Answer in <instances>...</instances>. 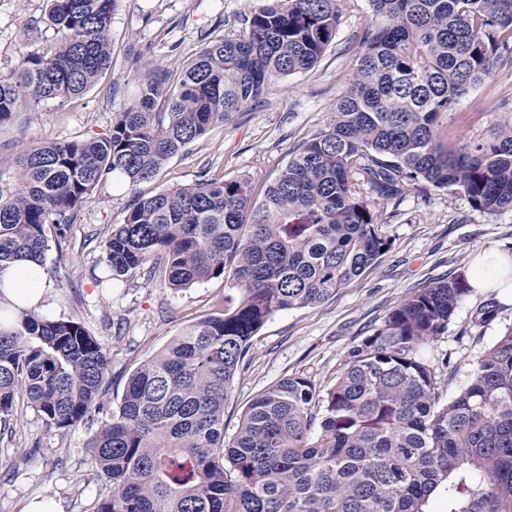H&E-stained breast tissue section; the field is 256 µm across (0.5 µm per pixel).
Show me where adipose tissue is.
Returning a JSON list of instances; mask_svg holds the SVG:
<instances>
[{"instance_id":"ef3b65f1","label":"adipose tissue","mask_w":512,"mask_h":512,"mask_svg":"<svg viewBox=\"0 0 512 512\" xmlns=\"http://www.w3.org/2000/svg\"><path fill=\"white\" fill-rule=\"evenodd\" d=\"M468 283L474 293L497 292L512 301V253L490 245L471 262ZM50 282L45 267L34 260L0 266V329L13 328L20 314L45 307Z\"/></svg>"}]
</instances>
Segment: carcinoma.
Instances as JSON below:
<instances>
[{"label": "carcinoma", "mask_w": 512, "mask_h": 512, "mask_svg": "<svg viewBox=\"0 0 512 512\" xmlns=\"http://www.w3.org/2000/svg\"><path fill=\"white\" fill-rule=\"evenodd\" d=\"M60 36L0 77V123L86 93L112 67L118 0H48ZM338 0H261L239 34L209 42L171 84L135 75L108 133L25 151L20 186L0 190V264L43 259L86 197L118 177L134 187L256 101L311 70L336 34ZM349 91L331 128L305 142L260 200L244 177L204 178L135 196L103 247L112 279L163 269L175 290L224 278V312L185 326L130 375L91 448L112 496L97 512H424L464 468L484 480L458 512H512V327L450 401L420 349L448 331L471 292L458 274L418 289L354 347L321 392L304 375L260 392L231 440L224 403L253 336L275 314L319 303L372 266L390 240L351 176L390 200L421 180L470 205L512 210V123L451 153L442 121L512 67V0H368ZM106 346L78 321L34 310L0 331V422L22 391L54 428L100 412Z\"/></svg>", "instance_id": "obj_1"}]
</instances>
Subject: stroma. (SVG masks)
Here are the masks:
<instances>
[{
	"label": "stroma",
	"mask_w": 512,
	"mask_h": 512,
	"mask_svg": "<svg viewBox=\"0 0 512 512\" xmlns=\"http://www.w3.org/2000/svg\"><path fill=\"white\" fill-rule=\"evenodd\" d=\"M255 5L256 0H119L112 15L109 73L84 95L43 102L0 124V188H18L17 159L23 150L107 133L135 96L138 69L150 63L178 71L210 40L238 34ZM338 6L336 35L312 70L278 81L259 103L169 159L154 180L134 189L119 180L99 186L65 241L49 239L44 266L52 292L43 315L80 321L106 344L105 412L116 408L142 361L188 323L223 311L224 281L174 290L162 275L136 271L112 283L105 279L103 241L122 223L137 193L148 197L205 174L249 177L256 194H263L293 152L327 129L356 71L361 37L375 24L368 0H339ZM46 11V0H0V75L13 73L26 56L43 53L56 41ZM508 120L512 68H500L449 113L444 138L449 149L460 151L485 138L496 122ZM354 186L375 210L390 248L324 302L279 312L266 322L235 374L224 405L225 436L235 434L253 398L283 378L305 375L318 386L331 385L348 352L415 289L468 273L473 256L487 243L512 251V210L483 213L464 195L425 182L388 201L362 180ZM486 306L494 314L483 322L479 311ZM510 327L512 304L493 293L466 297L447 333L421 351L440 377L445 399L468 384L479 358ZM101 421L96 415L73 427L53 428L24 395H16L9 423L0 426V512H22L36 497L58 502L61 512H97L99 501L112 494L90 446Z\"/></svg>",
	"instance_id": "35a3bbf8"
}]
</instances>
